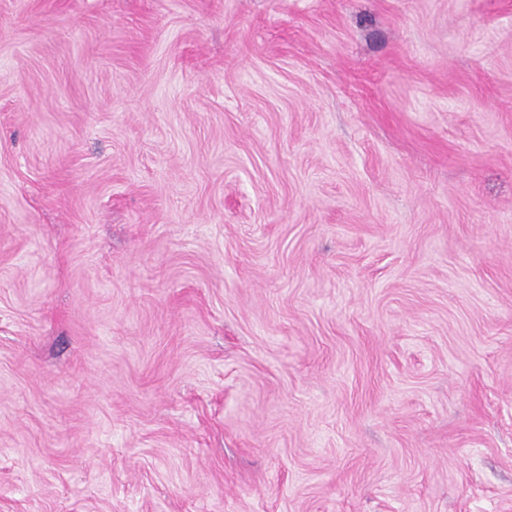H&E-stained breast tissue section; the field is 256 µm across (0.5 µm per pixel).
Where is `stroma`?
I'll list each match as a JSON object with an SVG mask.
<instances>
[{
  "label": "stroma",
  "mask_w": 512,
  "mask_h": 512,
  "mask_svg": "<svg viewBox=\"0 0 512 512\" xmlns=\"http://www.w3.org/2000/svg\"><path fill=\"white\" fill-rule=\"evenodd\" d=\"M0 512H512V0H0Z\"/></svg>",
  "instance_id": "35a3bbf8"
}]
</instances>
